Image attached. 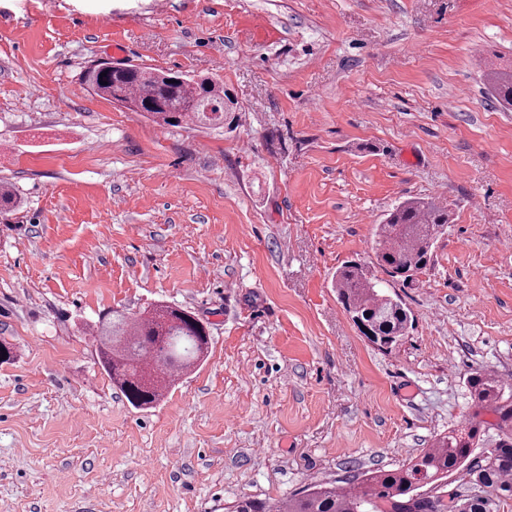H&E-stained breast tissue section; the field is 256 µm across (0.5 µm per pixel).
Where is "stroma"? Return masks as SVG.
<instances>
[{
	"instance_id": "stroma-1",
	"label": "stroma",
	"mask_w": 512,
	"mask_h": 512,
	"mask_svg": "<svg viewBox=\"0 0 512 512\" xmlns=\"http://www.w3.org/2000/svg\"><path fill=\"white\" fill-rule=\"evenodd\" d=\"M96 59L219 72L234 129H163L80 83ZM512 0H0V512H229L395 470L512 384ZM452 213L392 282L415 327L389 352L333 275L375 264L384 214ZM156 304L208 356L151 409L102 369L100 314ZM469 461L499 431L493 414ZM470 471V473H471ZM451 475L436 495L512 493ZM485 80L499 104L506 110L512 109V71H489Z\"/></svg>"
}]
</instances>
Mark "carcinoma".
<instances>
[{
	"mask_svg": "<svg viewBox=\"0 0 512 512\" xmlns=\"http://www.w3.org/2000/svg\"><path fill=\"white\" fill-rule=\"evenodd\" d=\"M105 77H100V74ZM107 84L102 85L100 81ZM485 80L499 104L512 109V71H490ZM81 83L95 95L131 112H140L161 127L195 124L217 128L234 121L235 100L217 73L187 76L129 63L93 61L81 72ZM448 208L434 201L406 200L387 214L376 229V263L390 279L407 282L427 268L432 247L445 233ZM388 281L364 263L345 261L336 270L334 288L344 312L369 327L376 348L388 352L413 330V316ZM207 326L192 312L156 305L138 317L117 310L98 319L96 344L100 363L131 406L147 409L156 404L179 375L204 359L209 348ZM475 408L498 414L502 438L488 449L479 470V482L512 491V385L491 371L469 381ZM482 422H467L435 436L432 446L396 470L365 475L359 489L333 484L313 486L290 497L282 512H440V501L417 490L434 485L467 467L480 442ZM233 512H273V506L243 498Z\"/></svg>",
	"mask_w": 512,
	"mask_h": 512,
	"instance_id": "carcinoma-1",
	"label": "carcinoma"
}]
</instances>
